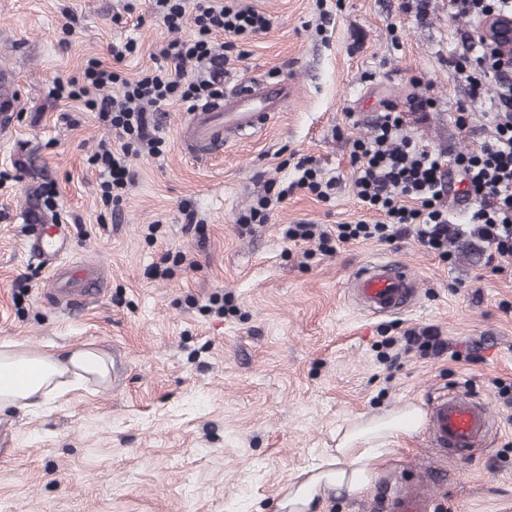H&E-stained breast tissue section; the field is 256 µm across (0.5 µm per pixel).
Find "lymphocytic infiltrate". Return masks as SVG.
<instances>
[{
  "mask_svg": "<svg viewBox=\"0 0 512 512\" xmlns=\"http://www.w3.org/2000/svg\"><path fill=\"white\" fill-rule=\"evenodd\" d=\"M192 16L194 39H174L155 57L156 65L133 80L106 66L88 61L81 77L58 85V94L84 100L97 113L109 139L91 159L100 178L103 205L119 203L133 180L131 156L140 149L160 154L155 114L160 105L176 100L189 108L222 98L224 79L232 59L214 35L248 36L265 32L269 19L258 10L225 4L224 0H197ZM197 72L187 75L188 63ZM448 69L463 83L470 100L483 99L495 90L491 114L493 135L468 152H433L404 133L400 113H385L369 138L356 141L352 153V185L367 209L385 213L387 220L373 224L360 220L337 225L328 233L315 224H288L286 241H314L319 251L334 252L337 244L360 238L390 242L413 236L426 251L448 256V228L454 221L445 198L452 181L462 183V197L471 201L466 215L498 256H512V68H502L484 43L468 45L465 53L448 59ZM118 87L115 96L103 95ZM296 177L280 190H266L255 207L240 215V224L266 223L294 189L328 199L336 180L325 177L312 158L300 159Z\"/></svg>",
  "mask_w": 512,
  "mask_h": 512,
  "instance_id": "obj_1",
  "label": "lymphocytic infiltrate"
}]
</instances>
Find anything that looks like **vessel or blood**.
I'll use <instances>...</instances> for the list:
<instances>
[{
  "instance_id": "b4317fda",
  "label": "vessel or blood",
  "mask_w": 512,
  "mask_h": 512,
  "mask_svg": "<svg viewBox=\"0 0 512 512\" xmlns=\"http://www.w3.org/2000/svg\"><path fill=\"white\" fill-rule=\"evenodd\" d=\"M280 98L269 81L242 82L230 96L191 113L182 130L186 149L195 156L212 153L229 136L248 137L278 110ZM71 247L63 224H37L25 248L29 259L54 268ZM351 292L361 307L376 315L404 311L414 305L420 281L409 266L377 262L356 270ZM496 419L488 402L458 390L438 394L426 405L422 428L429 447L448 457L464 456L492 435ZM380 512H436L438 494L428 473L396 477L385 483Z\"/></svg>"
}]
</instances>
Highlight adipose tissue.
<instances>
[{"label":"adipose tissue","mask_w":512,"mask_h":512,"mask_svg":"<svg viewBox=\"0 0 512 512\" xmlns=\"http://www.w3.org/2000/svg\"><path fill=\"white\" fill-rule=\"evenodd\" d=\"M111 368L109 358L91 348H79L57 356L2 346L0 411L11 407L45 408L70 386L83 382L105 383ZM417 424V415L408 411L403 417L378 420L345 434L333 459L324 462L316 474L293 484L289 507L294 510L309 506L333 490L359 493L367 485L379 454L378 449L372 448V441L413 431Z\"/></svg>","instance_id":"adipose-tissue-1"}]
</instances>
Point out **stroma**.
Here are the masks:
<instances>
[{"mask_svg":"<svg viewBox=\"0 0 512 512\" xmlns=\"http://www.w3.org/2000/svg\"><path fill=\"white\" fill-rule=\"evenodd\" d=\"M401 2L237 0L270 27L235 39L245 57L225 91L265 77L290 96L255 135L201 158L184 150L186 104L163 105L162 153L133 157L134 181L109 209L90 163L106 131L55 84L130 40L137 49L117 69L134 79L172 38L193 37L192 17L174 34L151 0H0V80L12 93L0 96V345L93 347L118 363L106 385L0 412V512H278V495L335 456L351 419L445 387L493 410L496 429L475 456L441 457L418 432L390 437L360 493H328L310 512H371L382 473L425 462L442 482L438 512H512V409L497 388L512 382V256L490 258L472 228L449 240L448 260L410 238L325 255L281 235L285 224L384 221L354 195L350 154L389 110L435 151L490 138L489 101L472 104L467 129L454 121L467 90L446 60L464 51L469 24L448 0H432L423 20ZM419 94L435 100L423 118L410 105ZM294 154L338 177L330 200L298 189L267 223L240 227L265 184L293 180ZM35 215L68 225L66 261L97 269V299L69 309L47 298L73 283L29 260ZM376 259L411 267L421 283L412 308L372 316L355 304L349 279ZM154 266L164 276H149ZM214 297L232 312L210 313ZM425 331L457 358L414 348L385 361L384 340Z\"/></svg>","mask_w":512,"mask_h":512,"instance_id":"1","label":"stroma"}]
</instances>
